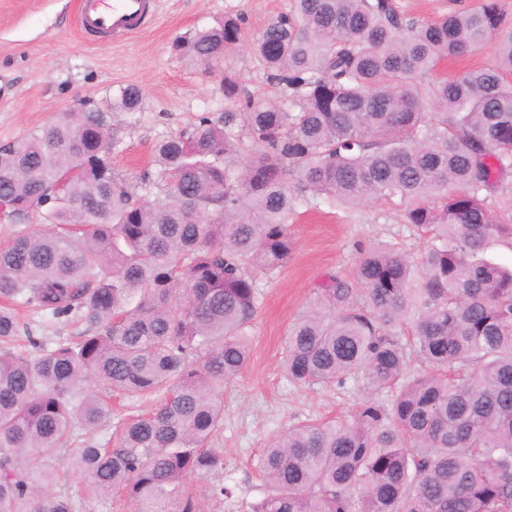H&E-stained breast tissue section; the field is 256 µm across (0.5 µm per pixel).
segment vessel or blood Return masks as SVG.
I'll return each instance as SVG.
<instances>
[{"label":"vessel or blood","instance_id":"1","mask_svg":"<svg viewBox=\"0 0 512 512\" xmlns=\"http://www.w3.org/2000/svg\"><path fill=\"white\" fill-rule=\"evenodd\" d=\"M157 0H78L80 30H95L113 37H129L154 18Z\"/></svg>","mask_w":512,"mask_h":512}]
</instances>
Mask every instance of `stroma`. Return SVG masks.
<instances>
[{"instance_id": "35a3bbf8", "label": "stroma", "mask_w": 512, "mask_h": 512, "mask_svg": "<svg viewBox=\"0 0 512 512\" xmlns=\"http://www.w3.org/2000/svg\"><path fill=\"white\" fill-rule=\"evenodd\" d=\"M291 0H159L147 28L120 40L82 32L75 0H0V145L12 144L79 108L104 106L119 88L141 89L143 104L118 116L113 167L130 183L149 169L154 145L205 113L233 111L221 90L234 73L250 98L262 103L280 95L251 53V40ZM243 17L244 37L208 71L172 50L176 37L224 16ZM293 256L273 278H261L262 301L253 321L251 357L243 373L224 386V481L234 488L216 499L208 480L195 482L205 512H246L259 496L257 459L269 439L305 421H338L362 400L352 386L308 387L288 383L281 372L289 325L329 272L352 273L359 251L391 245L419 255L422 238L403 224L400 208L370 201L353 209L300 205L289 221Z\"/></svg>"}]
</instances>
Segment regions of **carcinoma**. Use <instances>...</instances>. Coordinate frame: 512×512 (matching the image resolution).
<instances>
[{
  "label": "carcinoma",
  "mask_w": 512,
  "mask_h": 512,
  "mask_svg": "<svg viewBox=\"0 0 512 512\" xmlns=\"http://www.w3.org/2000/svg\"><path fill=\"white\" fill-rule=\"evenodd\" d=\"M242 24L226 16L172 50L223 54ZM489 43L493 65L430 79ZM252 55L279 103L241 98L224 74L242 111L157 143L149 201L105 160L114 114L141 108L135 86L0 146L10 213L44 205L47 224L0 244V512H79L80 495L54 490L65 448L86 495L204 512L192 481L224 475L213 444L224 383L249 361L257 274L287 267L298 203L368 201L402 207L425 249L363 251L290 324L288 381L366 399L275 436L248 512H512V266L488 255L512 247V198L497 202L512 174V21L499 0L435 19L398 0H292ZM19 307L86 328L37 336ZM114 394L147 411L112 425Z\"/></svg>",
  "instance_id": "carcinoma-1"
}]
</instances>
